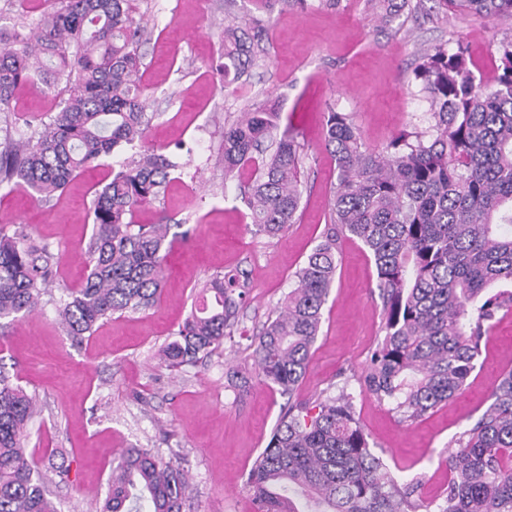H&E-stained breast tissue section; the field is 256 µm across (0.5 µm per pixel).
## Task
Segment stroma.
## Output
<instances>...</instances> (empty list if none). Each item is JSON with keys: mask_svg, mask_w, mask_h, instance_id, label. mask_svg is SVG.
Returning a JSON list of instances; mask_svg holds the SVG:
<instances>
[{"mask_svg": "<svg viewBox=\"0 0 512 512\" xmlns=\"http://www.w3.org/2000/svg\"><path fill=\"white\" fill-rule=\"evenodd\" d=\"M134 6L149 32L143 85L153 118L145 144L180 147L187 163L183 175L135 216L140 224L164 216L172 221L164 291L152 308L114 314L88 341L73 345L56 321L54 301L85 277L89 208L112 162L83 171L47 203L24 188L1 187L0 226L32 232L58 257L59 268L51 299L0 327V365L38 400L30 452L38 459L57 452L67 469L47 473L58 512H98L111 468L131 446L150 449L188 473L184 512H255L244 481L287 398L256 377L239 392L227 374L251 366V336L292 288L330 222L336 166L323 145L327 106L351 113L365 145L383 151L426 110L414 88L421 52L459 38L475 73L492 82L497 44L512 38V21L492 25L473 14L445 13L433 0L410 7L389 26L365 0H341L333 8L319 0L288 9L278 0H135ZM253 16L271 24L262 60L245 83L225 82L219 70L224 25ZM262 103L276 105L280 126H291L305 154L298 220L276 238L254 232L241 194L249 173L225 179L216 159L225 124ZM229 271L248 282L235 335L195 363L160 365V350L173 340L199 288ZM375 282L363 245L344 239L297 394L313 400L346 386L373 450L398 481L422 477L419 497L428 504L448 485L444 459L452 439L475 424L500 375L512 368V313L493 321L463 391L407 424L360 385L383 337Z\"/></svg>", "mask_w": 512, "mask_h": 512, "instance_id": "obj_1", "label": "stroma"}]
</instances>
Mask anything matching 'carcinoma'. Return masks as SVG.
I'll return each instance as SVG.
<instances>
[{"label":"carcinoma","mask_w":512,"mask_h":512,"mask_svg":"<svg viewBox=\"0 0 512 512\" xmlns=\"http://www.w3.org/2000/svg\"><path fill=\"white\" fill-rule=\"evenodd\" d=\"M47 2L34 28L0 26V185L22 186L48 202L84 169L118 149L134 150L94 192L87 274L56 307L78 344L112 315L159 300L172 241L166 224H137L134 214L183 165L175 152L143 146L151 120L140 74L145 30L130 0ZM409 2L379 0L381 19L392 24ZM433 2L492 22L512 19V0ZM269 31L257 18L225 24L224 75L238 80L256 65ZM414 81L427 104V127L399 136L386 152L364 146L351 114L331 105L325 112L324 148L337 173L330 224L251 342L257 376L290 399L248 474L257 512L419 508L420 480L398 482L372 451L347 386L314 401L293 400L319 336L341 238L359 240L371 255L385 316L365 390L403 422L463 389L491 322L512 311V40L501 43L491 86L453 38L423 54ZM21 85L54 100L55 110L11 113ZM221 150L224 178L253 169L245 202L257 233L275 237L297 222L303 147L292 131L279 130L277 113L261 106L242 113L224 126ZM57 268L47 245L0 227V321L37 310ZM245 295L237 273L206 281L163 349V362L190 363L223 346L237 330ZM490 399L476 423L452 440L445 458L451 478L433 512H512V370ZM35 414L34 397L0 369V512H58L26 448ZM189 488L180 466L146 448H127L112 467L100 512H182Z\"/></svg>","instance_id":"obj_1"}]
</instances>
